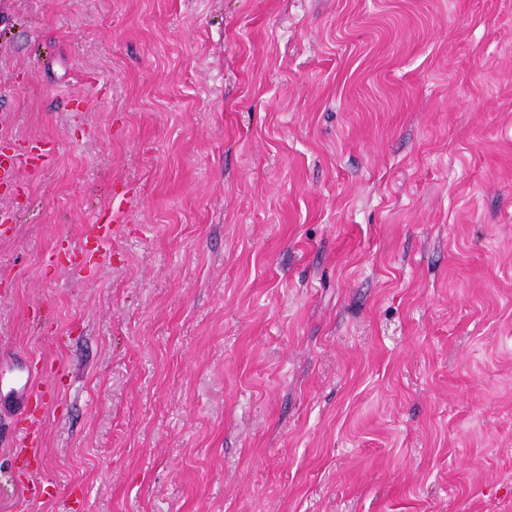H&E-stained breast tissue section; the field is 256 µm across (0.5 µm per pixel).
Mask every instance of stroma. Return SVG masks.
I'll use <instances>...</instances> for the list:
<instances>
[{"mask_svg":"<svg viewBox=\"0 0 512 512\" xmlns=\"http://www.w3.org/2000/svg\"><path fill=\"white\" fill-rule=\"evenodd\" d=\"M0 127L33 512H512V0H0ZM42 141L24 142L16 154H12L11 161L6 167H0V179L7 180L14 176L17 167L37 169L51 158V148L45 147ZM128 192H115L112 197V211L111 219L108 223H99L95 221L92 224H85L82 226V232L78 243L70 247L71 260L70 267L72 269L82 270L91 261L97 260L103 256L104 252L102 247L109 240L114 233V226L122 224L125 215V202ZM111 222L113 224H111ZM90 238L94 240L95 246L89 247ZM28 424L22 432L21 436V444L17 451V456L19 460L22 462H27L29 456L39 457L40 455L37 453L36 448L40 447L41 442V421L42 415L35 414V412L30 413L28 417ZM23 456V459L20 457Z\"/></svg>","mask_w":512,"mask_h":512,"instance_id":"35a3bbf8","label":"stroma"}]
</instances>
